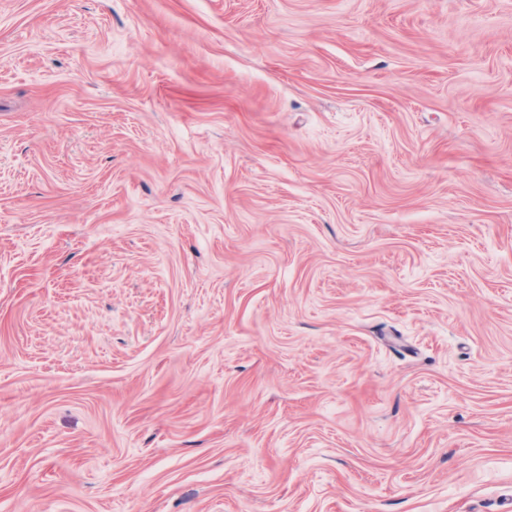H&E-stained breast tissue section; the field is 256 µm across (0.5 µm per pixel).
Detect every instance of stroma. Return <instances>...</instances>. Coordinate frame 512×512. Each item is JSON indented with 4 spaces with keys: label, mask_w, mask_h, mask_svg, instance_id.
<instances>
[{
    "label": "stroma",
    "mask_w": 512,
    "mask_h": 512,
    "mask_svg": "<svg viewBox=\"0 0 512 512\" xmlns=\"http://www.w3.org/2000/svg\"><path fill=\"white\" fill-rule=\"evenodd\" d=\"M0 512H512V0H0Z\"/></svg>",
    "instance_id": "35a3bbf8"
}]
</instances>
